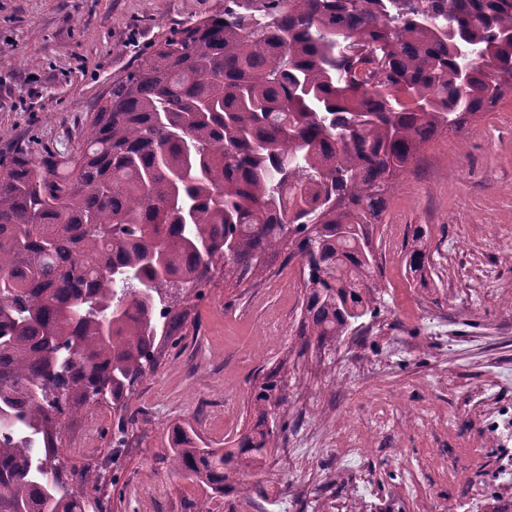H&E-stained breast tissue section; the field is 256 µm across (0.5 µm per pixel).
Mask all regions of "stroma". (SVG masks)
<instances>
[{"instance_id": "1", "label": "stroma", "mask_w": 512, "mask_h": 512, "mask_svg": "<svg viewBox=\"0 0 512 512\" xmlns=\"http://www.w3.org/2000/svg\"><path fill=\"white\" fill-rule=\"evenodd\" d=\"M224 0H0V165L75 150L113 78ZM430 229L432 267L413 281L403 259L414 225ZM376 316L323 343L300 336L298 258L266 255L262 279L223 272L182 304L193 326L180 348L134 385L135 415L112 450L111 403L79 405L61 426L65 466L97 474L106 512H188L203 492L163 461L168 432L191 424L214 448L248 426L250 391L270 371L285 383L287 428L258 478L264 496L214 498L211 512H481L512 492V427L485 424L494 381L512 407V98L437 136L396 180L373 233ZM468 462L449 479L433 457ZM146 495H138V488Z\"/></svg>"}]
</instances>
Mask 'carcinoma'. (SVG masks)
Returning a JSON list of instances; mask_svg holds the SVG:
<instances>
[{
  "mask_svg": "<svg viewBox=\"0 0 512 512\" xmlns=\"http://www.w3.org/2000/svg\"><path fill=\"white\" fill-rule=\"evenodd\" d=\"M512 93V0H224L112 80L73 153L0 172V512H86L61 483L54 410L125 404L178 346L168 289L302 259L301 335L376 311L374 225L392 180L445 130ZM415 225L406 267L430 269ZM165 319L156 317L160 306ZM271 372L227 450L177 426L174 476L208 498L251 490L274 447Z\"/></svg>",
  "mask_w": 512,
  "mask_h": 512,
  "instance_id": "1",
  "label": "carcinoma"
}]
</instances>
